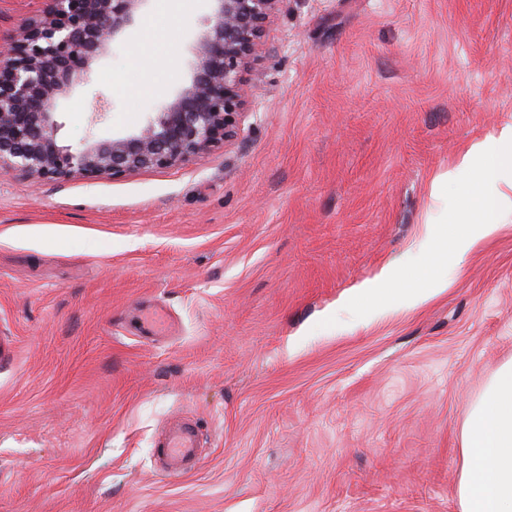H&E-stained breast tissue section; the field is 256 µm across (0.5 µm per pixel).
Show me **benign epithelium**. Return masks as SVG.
<instances>
[{
	"label": "benign epithelium",
	"mask_w": 512,
	"mask_h": 512,
	"mask_svg": "<svg viewBox=\"0 0 512 512\" xmlns=\"http://www.w3.org/2000/svg\"><path fill=\"white\" fill-rule=\"evenodd\" d=\"M146 0H50L43 17L0 48V172L38 179L88 180L181 165L238 134L250 103L245 77L281 0H210L212 14L195 42L189 83L133 135L109 140L88 132L76 144L59 140L60 101L89 82L97 62L112 54ZM110 104L89 98L90 125Z\"/></svg>",
	"instance_id": "7a95c632"
}]
</instances>
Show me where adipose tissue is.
Listing matches in <instances>:
<instances>
[{
    "mask_svg": "<svg viewBox=\"0 0 512 512\" xmlns=\"http://www.w3.org/2000/svg\"><path fill=\"white\" fill-rule=\"evenodd\" d=\"M461 165L476 174L454 215L463 229L447 247L433 234H425L416 243L422 253L439 258L449 249L464 257L512 218V125L471 144ZM397 281V267L390 264L361 284L360 291L381 300L396 291L408 308L415 309L443 295L449 286L437 269L424 288L400 289ZM462 439L456 490L461 512H512V362L497 371L471 407Z\"/></svg>",
    "mask_w": 512,
    "mask_h": 512,
    "instance_id": "adipose-tissue-1",
    "label": "adipose tissue"
}]
</instances>
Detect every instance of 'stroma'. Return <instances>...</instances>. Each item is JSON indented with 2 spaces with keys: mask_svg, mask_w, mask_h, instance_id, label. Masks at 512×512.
Returning <instances> with one entry per match:
<instances>
[{
  "mask_svg": "<svg viewBox=\"0 0 512 512\" xmlns=\"http://www.w3.org/2000/svg\"><path fill=\"white\" fill-rule=\"evenodd\" d=\"M47 6L0 0V43ZM143 12L97 69L103 139L188 80L210 5ZM247 77L237 138L179 166L0 174V512H460L462 425L512 360V221L422 307L365 324L351 290L395 260L425 286L431 175L463 198V150L512 124V0H282ZM180 419L202 456L169 478Z\"/></svg>",
  "mask_w": 512,
  "mask_h": 512,
  "instance_id": "stroma-1",
  "label": "stroma"
}]
</instances>
